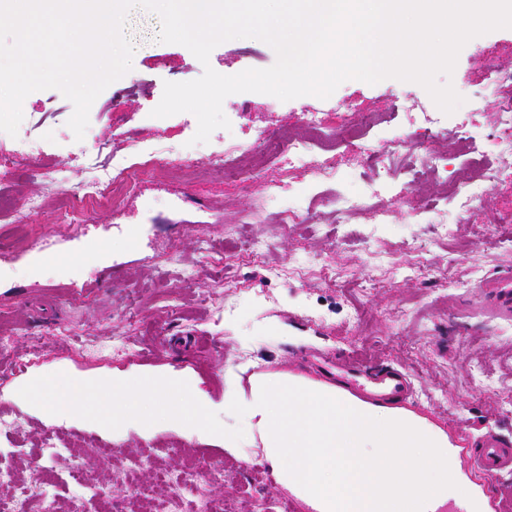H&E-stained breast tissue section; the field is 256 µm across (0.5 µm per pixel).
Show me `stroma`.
I'll list each match as a JSON object with an SVG mask.
<instances>
[{"mask_svg":"<svg viewBox=\"0 0 512 512\" xmlns=\"http://www.w3.org/2000/svg\"><path fill=\"white\" fill-rule=\"evenodd\" d=\"M160 30L157 13L130 9L125 34L134 47L132 69L95 100L83 140L67 125L72 103L56 89L24 101L17 136L0 132V187L37 231L17 243L0 223V320L13 330L11 346L0 351V418L25 425L19 433L0 432L7 451L0 463L13 465L20 454L28 478L54 472L50 493L65 501L82 485L126 475L125 461L134 454L172 468L216 460L224 477L207 484L208 498L224 500L228 512H282L292 495L277 484L262 449L245 448L235 458L163 422L150 437L133 425L115 434L80 418H50L18 390L58 371L78 380L179 372L198 381L217 408L229 369L315 380L320 358L354 355L373 368L407 373L413 394L406 409L447 432L455 467L485 497L501 493L502 480L469 467L465 453L471 436L489 427L512 440V319L485 313L475 294L481 282L512 276V248L494 244L512 236V179L489 186L470 214L452 211L447 223H417L413 209L441 201L444 181L409 186L406 168H380L373 152L395 141L406 155L424 150L447 157L451 177H467L472 167L450 140L421 139L422 115L436 109L425 89L389 78L374 85L349 80L326 99L283 102L247 92L223 102L231 124L225 137L241 144L259 132L301 136L305 112L320 113L336 130L350 113H380L377 129L338 140L336 177L324 186L343 198L369 200V209L339 220L317 204L305 163L281 157L270 160L263 177L236 184L210 170L211 143L192 144L193 114L152 115L165 82L197 79L204 67L186 47L160 42ZM275 61L265 42L239 38L216 46L208 65L233 75ZM491 64L512 70V28L471 39L452 76L438 78L464 99L443 116V126L471 128L483 162L493 160L496 137V97L485 87ZM153 145L190 157L195 173L171 170L165 183L121 201L122 216L95 208L86 224L61 223L57 176L76 185L88 167ZM32 198L43 207L29 209ZM287 208L302 223L279 224ZM254 240L262 250L244 256ZM321 260L333 277L285 275L293 265ZM73 452L84 457L76 475L66 469Z\"/></svg>","mask_w":512,"mask_h":512,"instance_id":"stroma-1","label":"stroma"}]
</instances>
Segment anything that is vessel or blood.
<instances>
[{"mask_svg":"<svg viewBox=\"0 0 512 512\" xmlns=\"http://www.w3.org/2000/svg\"><path fill=\"white\" fill-rule=\"evenodd\" d=\"M478 300L497 317H512V277L487 281L477 291ZM324 371L336 374L337 382L358 399L373 403L401 404L411 395L408 376L393 369L377 372L360 363H350L334 370L324 363ZM467 460L479 471L498 476H512V440L493 429H486L470 443Z\"/></svg>","mask_w":512,"mask_h":512,"instance_id":"1","label":"vessel or blood"}]
</instances>
